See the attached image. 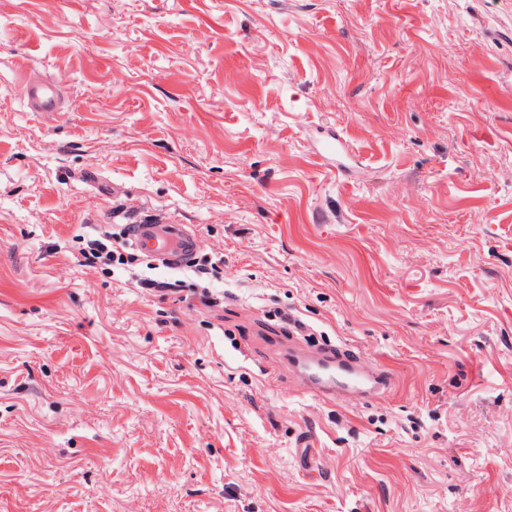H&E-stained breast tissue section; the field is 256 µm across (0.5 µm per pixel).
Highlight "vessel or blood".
<instances>
[{
	"label": "vessel or blood",
	"instance_id": "vessel-or-blood-1",
	"mask_svg": "<svg viewBox=\"0 0 512 512\" xmlns=\"http://www.w3.org/2000/svg\"><path fill=\"white\" fill-rule=\"evenodd\" d=\"M31 111L54 112L59 105L56 87L45 81L28 86ZM132 246L153 259L176 264L193 253L197 239L181 224H136L129 234ZM288 363L320 397L331 400L346 394L366 400L391 390L392 376L376 361L344 353L312 352L291 346Z\"/></svg>",
	"mask_w": 512,
	"mask_h": 512
}]
</instances>
